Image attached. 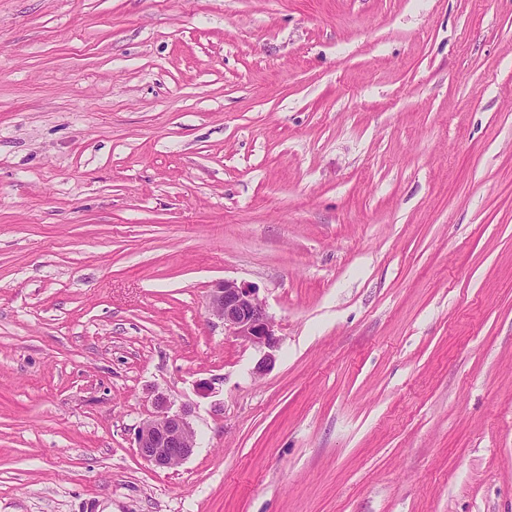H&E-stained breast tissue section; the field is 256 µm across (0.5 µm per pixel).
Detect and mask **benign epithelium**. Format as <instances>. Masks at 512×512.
Wrapping results in <instances>:
<instances>
[{"mask_svg": "<svg viewBox=\"0 0 512 512\" xmlns=\"http://www.w3.org/2000/svg\"><path fill=\"white\" fill-rule=\"evenodd\" d=\"M210 315L221 320L224 334L236 336L263 352L255 372L261 374L275 363L279 336L257 289L235 281L216 283L209 296ZM189 411H174L168 398L155 400V412L143 421L136 434L139 455L157 469H169L194 451V430Z\"/></svg>", "mask_w": 512, "mask_h": 512, "instance_id": "obj_1", "label": "benign epithelium"}]
</instances>
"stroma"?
Returning <instances> with one entry per match:
<instances>
[{
	"label": "stroma",
	"instance_id": "35a3bbf8",
	"mask_svg": "<svg viewBox=\"0 0 512 512\" xmlns=\"http://www.w3.org/2000/svg\"><path fill=\"white\" fill-rule=\"evenodd\" d=\"M0 512H512V0H0ZM208 308L210 315L221 320L225 334L241 338L263 352L256 373H264L274 365L280 339L256 288L220 281L211 290ZM189 411H172L167 397L155 400V412L143 421L136 434L139 455L157 469H169L189 458L194 451L195 435L188 419Z\"/></svg>",
	"mask_w": 512,
	"mask_h": 512
}]
</instances>
